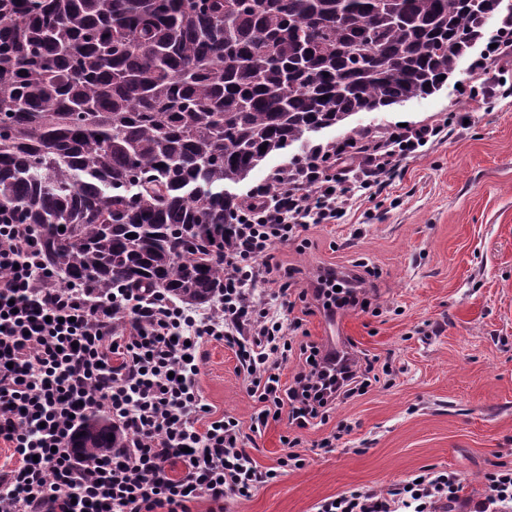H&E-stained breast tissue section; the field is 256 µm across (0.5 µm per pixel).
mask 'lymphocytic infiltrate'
I'll return each instance as SVG.
<instances>
[{"label": "lymphocytic infiltrate", "mask_w": 512, "mask_h": 512, "mask_svg": "<svg viewBox=\"0 0 512 512\" xmlns=\"http://www.w3.org/2000/svg\"><path fill=\"white\" fill-rule=\"evenodd\" d=\"M477 61L495 71V88L470 86L483 107L490 91L512 98V16L504 17ZM442 125L387 128L383 135L313 146L279 166L271 185L253 187L231 230L236 245L220 254L224 290L201 312L154 290L118 288L92 298L75 284L47 281L32 225L0 209V444L14 463L0 469V512H192L204 501L224 512L226 499L250 497L284 467L303 460L288 448L277 466L260 468L246 450L251 436L287 420L304 429L327 423L336 406L366 394L372 359L327 358L311 341L298 305H367L365 276L334 270L306 283L283 267L278 245L314 224L338 223L362 191H383L402 162L444 138ZM358 178H346L345 169ZM232 349L260 411L250 427L212 417L201 386L204 344ZM295 360L290 380L281 367ZM125 433L123 448L87 455L75 441L92 415ZM456 472L421 470L384 491L354 487L323 499L315 512H443L458 502ZM474 512H512V463L483 477Z\"/></svg>", "instance_id": "lymphocytic-infiltrate-1"}]
</instances>
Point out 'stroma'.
Returning <instances> with one entry per match:
<instances>
[{
	"instance_id": "1",
	"label": "stroma",
	"mask_w": 512,
	"mask_h": 512,
	"mask_svg": "<svg viewBox=\"0 0 512 512\" xmlns=\"http://www.w3.org/2000/svg\"><path fill=\"white\" fill-rule=\"evenodd\" d=\"M471 62L464 56L432 95L310 134L317 145L357 126L448 127L342 223L311 225L308 248L279 246L283 263L312 279L358 260L377 269L365 284L369 310L336 313L348 326L338 348L378 358L388 372L327 424L299 430L302 468L229 499L224 512H313L348 488L384 490L427 468L458 472L462 497L475 502L484 473L512 453V98L473 110L464 93L478 76ZM237 365L223 343L205 345L200 385L215 416L247 426L259 405ZM342 422L350 432L322 447ZM288 433L286 421H269L250 450L259 467L277 466Z\"/></svg>"
}]
</instances>
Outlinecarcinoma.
I'll use <instances>...</instances> for the list:
<instances>
[{
    "mask_svg": "<svg viewBox=\"0 0 512 512\" xmlns=\"http://www.w3.org/2000/svg\"><path fill=\"white\" fill-rule=\"evenodd\" d=\"M499 7L0 0V209L35 227L60 288L211 304L232 188L310 133L439 91ZM125 443L94 415L78 447Z\"/></svg>",
    "mask_w": 512,
    "mask_h": 512,
    "instance_id": "cac0c4a2",
    "label": "carcinoma"
}]
</instances>
